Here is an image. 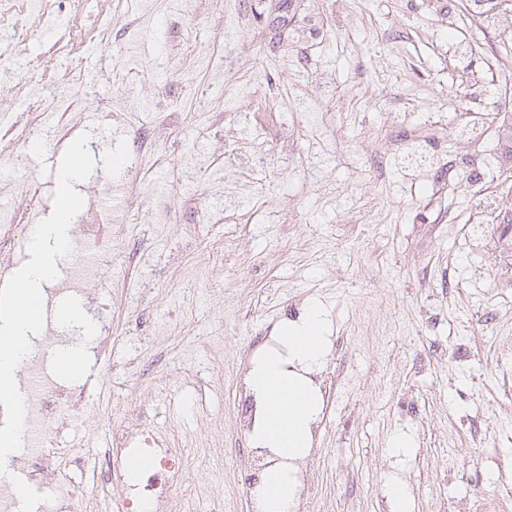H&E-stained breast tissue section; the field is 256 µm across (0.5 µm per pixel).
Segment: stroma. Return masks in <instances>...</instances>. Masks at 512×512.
<instances>
[{
	"label": "stroma",
	"instance_id": "stroma-1",
	"mask_svg": "<svg viewBox=\"0 0 512 512\" xmlns=\"http://www.w3.org/2000/svg\"><path fill=\"white\" fill-rule=\"evenodd\" d=\"M54 8L0 70V120L75 111L95 161L75 185L88 208L145 162L112 254L132 277L105 312L111 357L94 361L66 327L97 402L74 421L88 451L163 385L148 425L187 460L177 495L203 512L215 492L236 496L231 456L253 445L236 398L249 350L316 303L329 352L309 377L334 401L313 427L300 512H393L396 479L410 512H512V248L475 206L512 185L497 136L512 94L458 96L474 76L512 83L489 59L512 32L470 25L462 0ZM452 39L472 45L466 62ZM113 110L125 121H103ZM66 147L0 148L15 160L0 180L39 188L29 223L52 211Z\"/></svg>",
	"mask_w": 512,
	"mask_h": 512
}]
</instances>
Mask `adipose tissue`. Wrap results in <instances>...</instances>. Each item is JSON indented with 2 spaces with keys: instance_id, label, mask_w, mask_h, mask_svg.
<instances>
[{
  "instance_id": "obj_1",
  "label": "adipose tissue",
  "mask_w": 512,
  "mask_h": 512,
  "mask_svg": "<svg viewBox=\"0 0 512 512\" xmlns=\"http://www.w3.org/2000/svg\"><path fill=\"white\" fill-rule=\"evenodd\" d=\"M324 315L310 307L299 322L281 328L276 344L251 370L250 385L261 423L254 437L261 447L295 466L308 454L312 426L321 411L320 395L308 377L328 354ZM286 468L268 471L260 487L264 512H290L296 498Z\"/></svg>"
}]
</instances>
